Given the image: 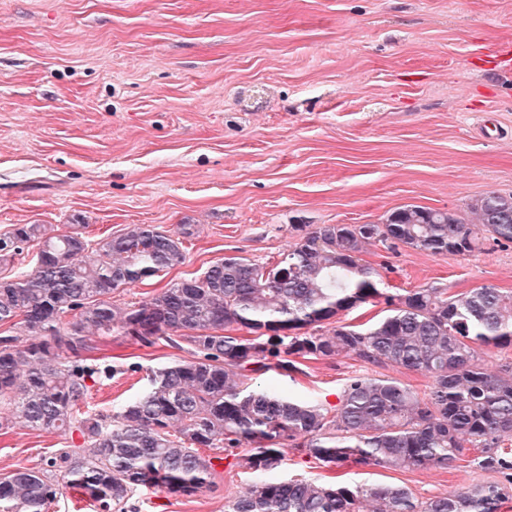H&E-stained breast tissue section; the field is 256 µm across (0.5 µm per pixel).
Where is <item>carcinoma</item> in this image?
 Wrapping results in <instances>:
<instances>
[{
    "label": "carcinoma",
    "instance_id": "carcinoma-1",
    "mask_svg": "<svg viewBox=\"0 0 512 512\" xmlns=\"http://www.w3.org/2000/svg\"><path fill=\"white\" fill-rule=\"evenodd\" d=\"M472 210L476 224L419 206L383 224H293L301 236L280 260L225 257L193 284L171 283L132 308L113 303L112 293L183 263L181 238L192 235L191 225L169 233L134 224L96 243L79 231L15 225L0 235V261L25 245L35 252L20 276L0 280V326L20 325L30 341L0 336V429L77 431L83 444L45 468L1 477L0 512H49L66 487L101 512H124L139 487L193 496L213 485L205 448H222L233 465L255 473L227 512H500L497 481L418 505L399 485L269 477L290 447L327 467L351 461L402 470H444L475 448L480 468L512 483V367L490 372L478 352L512 346V292L402 293L380 287L362 258L371 242L459 256L489 237L512 242L511 196L489 192ZM380 302L387 315L365 329L335 324L342 312ZM115 328L140 346L184 342L192 359L152 371L147 391L106 426L82 411L88 382L108 373L85 353L90 337ZM337 356L418 372L428 390L357 373L328 410L272 387L250 388L255 375L298 370L300 358ZM245 445L251 450L239 453Z\"/></svg>",
    "mask_w": 512,
    "mask_h": 512
}]
</instances>
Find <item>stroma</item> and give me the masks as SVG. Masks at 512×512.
<instances>
[{"mask_svg":"<svg viewBox=\"0 0 512 512\" xmlns=\"http://www.w3.org/2000/svg\"><path fill=\"white\" fill-rule=\"evenodd\" d=\"M512 0H0V233L79 224L92 241L132 224L191 225L186 260L116 290L131 306L228 256L276 261L296 224H380L416 205L474 222L512 196ZM384 287L512 291V243L466 256L368 247ZM88 358L114 367L85 410L112 416L150 370L187 350L120 330ZM354 357L303 361L261 387L335 409ZM79 433L0 430V477L44 468ZM466 449L451 467H326L298 451L278 479L408 488L416 502L495 480ZM191 497L135 491L128 512H225L251 482L221 464Z\"/></svg>","mask_w":512,"mask_h":512,"instance_id":"obj_1","label":"stroma"}]
</instances>
